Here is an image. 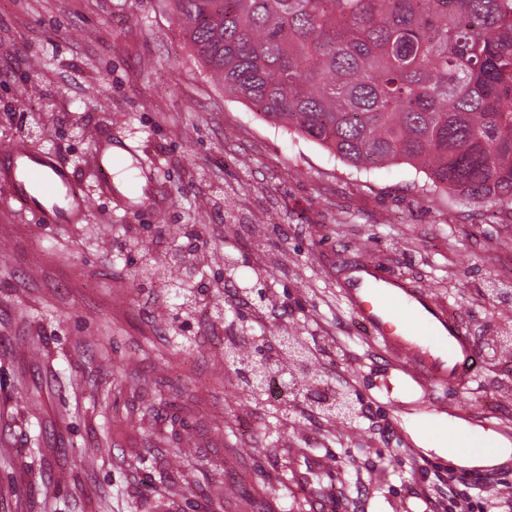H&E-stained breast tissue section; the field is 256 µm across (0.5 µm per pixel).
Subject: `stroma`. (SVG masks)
<instances>
[{"instance_id": "1", "label": "stroma", "mask_w": 512, "mask_h": 512, "mask_svg": "<svg viewBox=\"0 0 512 512\" xmlns=\"http://www.w3.org/2000/svg\"><path fill=\"white\" fill-rule=\"evenodd\" d=\"M98 135L133 148L108 195ZM16 138L66 163L92 205L81 224L0 205V512H425L452 475L478 512H512V459L483 477L420 433L512 441V358L429 383L440 413L396 406L339 286L366 258L477 344L512 333L511 208L407 164L356 172L267 123L225 96L166 0H0V145ZM177 250L211 284L186 302L166 268L139 274ZM228 251L265 285L264 318L225 280ZM291 326L356 421L245 390L227 349L280 353Z\"/></svg>"}]
</instances>
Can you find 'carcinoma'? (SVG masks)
Wrapping results in <instances>:
<instances>
[{
	"mask_svg": "<svg viewBox=\"0 0 512 512\" xmlns=\"http://www.w3.org/2000/svg\"><path fill=\"white\" fill-rule=\"evenodd\" d=\"M224 94L356 170L512 208V0H173ZM288 387L308 352L282 331ZM228 355L261 390L269 360Z\"/></svg>",
	"mask_w": 512,
	"mask_h": 512,
	"instance_id": "obj_1",
	"label": "carcinoma"
}]
</instances>
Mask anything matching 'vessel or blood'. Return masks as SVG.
Instances as JSON below:
<instances>
[{"label": "vessel or blood", "mask_w": 512, "mask_h": 512, "mask_svg": "<svg viewBox=\"0 0 512 512\" xmlns=\"http://www.w3.org/2000/svg\"><path fill=\"white\" fill-rule=\"evenodd\" d=\"M94 146L98 184L111 190L112 145L98 139ZM0 203L20 206L46 224L81 223L91 206L67 165L21 140L0 147ZM341 286L381 358L412 386L432 379L459 386L467 382L478 359L477 343L447 318L427 290L394 281L367 259L344 271Z\"/></svg>", "instance_id": "obj_1"}]
</instances>
